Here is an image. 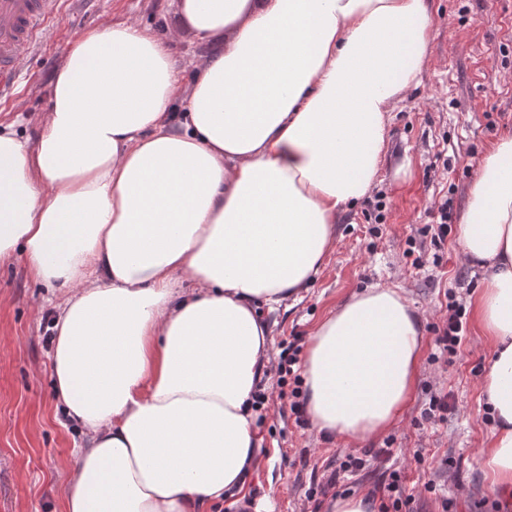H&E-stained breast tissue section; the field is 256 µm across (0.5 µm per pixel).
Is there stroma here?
I'll list each match as a JSON object with an SVG mask.
<instances>
[{
  "label": "stroma",
  "mask_w": 512,
  "mask_h": 512,
  "mask_svg": "<svg viewBox=\"0 0 512 512\" xmlns=\"http://www.w3.org/2000/svg\"><path fill=\"white\" fill-rule=\"evenodd\" d=\"M430 60L419 84L390 114L384 160L372 195L343 211L336 239L319 273L297 299L268 313L265 386L276 383L283 342L309 338L319 321L354 292L372 287L403 292L423 317L418 383L401 420L365 440L391 447L412 494L413 512H442L450 499L460 512H494L496 497L480 469L478 451L491 429L478 379L489 343L476 321L455 356L444 360L436 326L448 314V293L473 304L483 279L467 264L450 233L433 264L431 225L442 198L460 221L478 162L512 134V0H429ZM134 20L163 33L177 28L176 0H67L58 24L29 55L11 96L0 99V122L36 138L56 69L82 32L109 21ZM57 298L18 257L0 261V512H62L60 491L82 443L57 407L48 321ZM445 392L452 408L428 420L431 394ZM291 397L269 395L258 425L253 512H331L335 489L308 497L314 481L339 472L357 448L302 428ZM422 461H415L414 450Z\"/></svg>",
  "instance_id": "stroma-1"
}]
</instances>
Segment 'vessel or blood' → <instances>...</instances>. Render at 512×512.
<instances>
[{
	"mask_svg": "<svg viewBox=\"0 0 512 512\" xmlns=\"http://www.w3.org/2000/svg\"><path fill=\"white\" fill-rule=\"evenodd\" d=\"M63 0H0V96L9 93L22 60L59 20Z\"/></svg>",
	"mask_w": 512,
	"mask_h": 512,
	"instance_id": "1",
	"label": "vessel or blood"
}]
</instances>
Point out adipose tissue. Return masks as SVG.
<instances>
[{"label": "adipose tissue", "instance_id": "obj_1", "mask_svg": "<svg viewBox=\"0 0 512 512\" xmlns=\"http://www.w3.org/2000/svg\"><path fill=\"white\" fill-rule=\"evenodd\" d=\"M216 54L188 76L132 21L79 35L36 140L0 123V259L61 291L56 399L85 439L64 512H210L248 490L260 446L263 310L297 296L343 208L374 188L388 114L419 82L428 0H179ZM485 270L474 315L492 418L478 454L512 494V137L459 225ZM421 317L392 288L352 295L301 360L306 410L350 442L394 426L422 361Z\"/></svg>", "mask_w": 512, "mask_h": 512}]
</instances>
